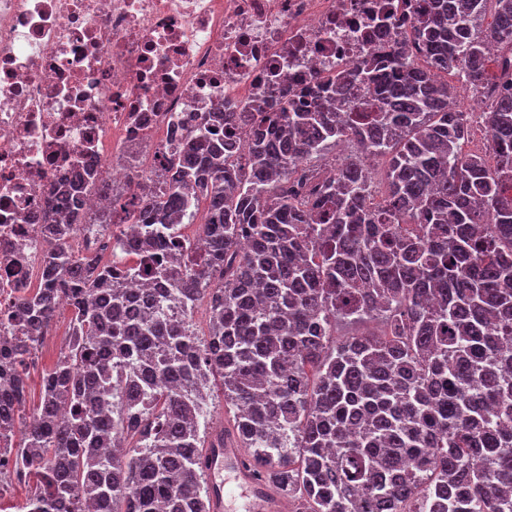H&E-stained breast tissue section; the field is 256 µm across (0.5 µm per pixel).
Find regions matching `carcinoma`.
<instances>
[{"label": "carcinoma", "instance_id": "1", "mask_svg": "<svg viewBox=\"0 0 512 512\" xmlns=\"http://www.w3.org/2000/svg\"><path fill=\"white\" fill-rule=\"evenodd\" d=\"M495 21H479L488 5ZM415 39L374 77L382 105L344 110L360 72L325 76L309 109L256 108L245 156L204 135L141 200L88 217L82 178L61 199L43 277L18 296L24 335H0V424L17 428L24 512H209L200 424L212 385L277 494L299 512H512V0H433ZM499 91L486 122L495 164L439 72ZM359 156L326 176L331 143ZM307 163L310 190L288 191ZM137 235L82 252V224ZM146 277L152 287L133 291ZM70 332L28 406V362L61 304ZM208 310V330L194 315ZM384 330L336 338V322Z\"/></svg>", "mask_w": 512, "mask_h": 512}]
</instances>
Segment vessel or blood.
I'll use <instances>...</instances> for the list:
<instances>
[{
	"instance_id": "b4317fda",
	"label": "vessel or blood",
	"mask_w": 512,
	"mask_h": 512,
	"mask_svg": "<svg viewBox=\"0 0 512 512\" xmlns=\"http://www.w3.org/2000/svg\"><path fill=\"white\" fill-rule=\"evenodd\" d=\"M207 477L212 488L211 512H233L235 498L244 501V512H284L280 497L258 472L234 440H225L209 459Z\"/></svg>"
}]
</instances>
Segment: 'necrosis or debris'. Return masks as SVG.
Returning a JSON list of instances; mask_svg holds the SVG:
<instances>
[{"instance_id": "1", "label": "necrosis or debris", "mask_w": 512, "mask_h": 512, "mask_svg": "<svg viewBox=\"0 0 512 512\" xmlns=\"http://www.w3.org/2000/svg\"><path fill=\"white\" fill-rule=\"evenodd\" d=\"M413 22L407 0H0V317L76 173L142 196L220 107L246 151L252 101L307 97Z\"/></svg>"}]
</instances>
